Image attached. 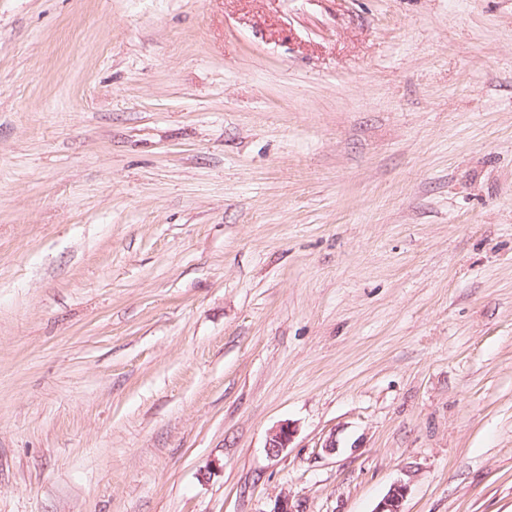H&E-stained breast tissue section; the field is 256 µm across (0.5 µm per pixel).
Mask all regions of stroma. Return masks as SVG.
Wrapping results in <instances>:
<instances>
[{"label":"stroma","instance_id":"obj_1","mask_svg":"<svg viewBox=\"0 0 512 512\" xmlns=\"http://www.w3.org/2000/svg\"><path fill=\"white\" fill-rule=\"evenodd\" d=\"M396 484L512 512V0H0V512ZM293 437V430L289 423L281 424L276 430H274L266 445V452L269 457H279L291 443Z\"/></svg>","mask_w":512,"mask_h":512}]
</instances>
